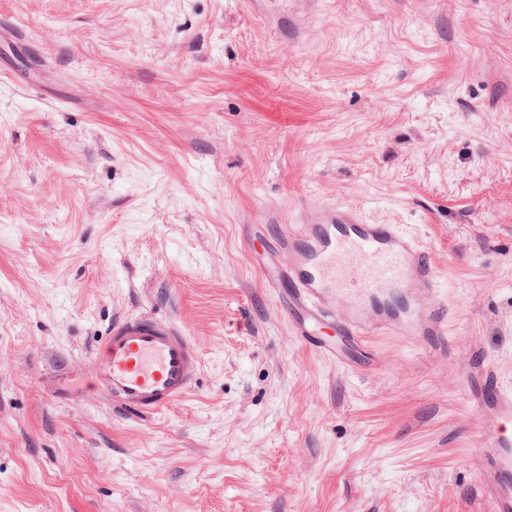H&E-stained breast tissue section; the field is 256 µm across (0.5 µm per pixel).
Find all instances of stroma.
Here are the masks:
<instances>
[{
    "mask_svg": "<svg viewBox=\"0 0 512 512\" xmlns=\"http://www.w3.org/2000/svg\"><path fill=\"white\" fill-rule=\"evenodd\" d=\"M419 232L454 357L305 346L251 236L301 201ZM196 343L136 417L113 319ZM512 385V0H0V512H478L460 371ZM200 367L196 345L177 324L139 314L112 321L91 357L88 377L113 405L148 416L185 397Z\"/></svg>",
    "mask_w": 512,
    "mask_h": 512,
    "instance_id": "35a3bbf8",
    "label": "stroma"
}]
</instances>
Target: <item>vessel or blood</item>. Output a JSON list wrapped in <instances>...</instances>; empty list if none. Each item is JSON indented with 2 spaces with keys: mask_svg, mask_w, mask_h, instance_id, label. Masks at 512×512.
<instances>
[{
  "mask_svg": "<svg viewBox=\"0 0 512 512\" xmlns=\"http://www.w3.org/2000/svg\"><path fill=\"white\" fill-rule=\"evenodd\" d=\"M258 233L274 237L281 305L315 352L341 361L354 344L393 335L432 356L450 354L448 301L419 235L366 223L356 209L330 202ZM200 367L196 345L177 324L139 314L113 320L88 377L113 405L148 416L185 397ZM459 390L481 422L480 503L485 512H512V390L481 358L462 373Z\"/></svg>",
  "mask_w": 512,
  "mask_h": 512,
  "instance_id": "obj_1",
  "label": "vessel or blood"
}]
</instances>
